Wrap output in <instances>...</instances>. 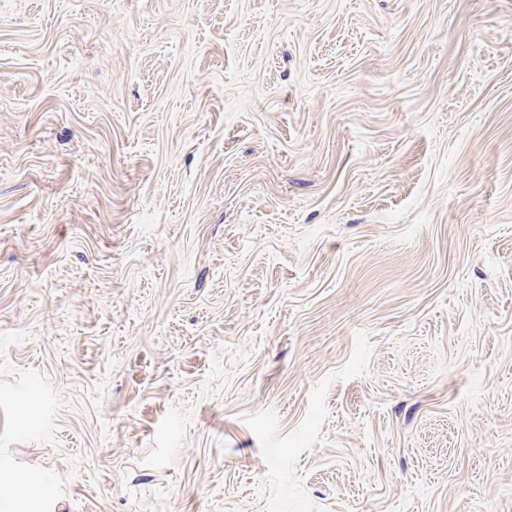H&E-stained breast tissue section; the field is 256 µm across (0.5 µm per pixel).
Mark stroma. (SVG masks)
Returning a JSON list of instances; mask_svg holds the SVG:
<instances>
[{
	"label": "stroma",
	"mask_w": 512,
	"mask_h": 512,
	"mask_svg": "<svg viewBox=\"0 0 512 512\" xmlns=\"http://www.w3.org/2000/svg\"><path fill=\"white\" fill-rule=\"evenodd\" d=\"M0 512H512V0H0Z\"/></svg>",
	"instance_id": "1"
}]
</instances>
